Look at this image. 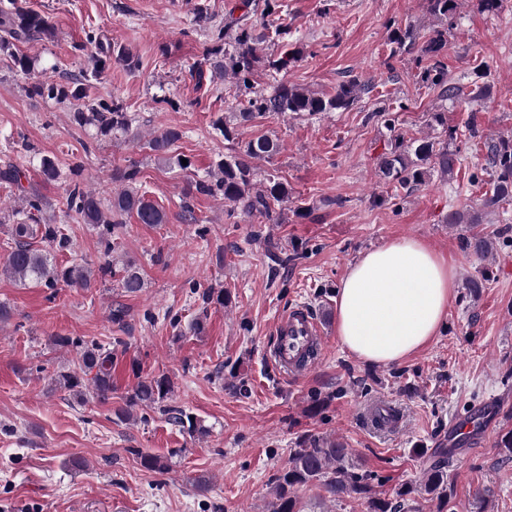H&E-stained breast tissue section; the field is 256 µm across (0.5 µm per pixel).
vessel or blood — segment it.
<instances>
[{
    "mask_svg": "<svg viewBox=\"0 0 512 512\" xmlns=\"http://www.w3.org/2000/svg\"><path fill=\"white\" fill-rule=\"evenodd\" d=\"M324 349V336L320 323L305 305L290 307L278 320L268 358L276 371L285 378H296L307 372L320 359ZM362 417L373 430L391 433L401 428L404 422L402 410L388 412L386 404L371 403L362 410ZM488 433L480 411L452 421L448 432L465 435L474 431Z\"/></svg>",
    "mask_w": 512,
    "mask_h": 512,
    "instance_id": "b4317fda",
    "label": "vessel or blood"
}]
</instances>
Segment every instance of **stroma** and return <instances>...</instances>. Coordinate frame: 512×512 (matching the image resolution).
<instances>
[{"label": "stroma", "mask_w": 512, "mask_h": 512, "mask_svg": "<svg viewBox=\"0 0 512 512\" xmlns=\"http://www.w3.org/2000/svg\"><path fill=\"white\" fill-rule=\"evenodd\" d=\"M49 17L55 35L17 44L35 57L33 76L17 72L0 50V167L22 166L21 187L0 184V259L22 194L43 199L42 221L62 227L69 249L58 265L91 269L106 260L131 261L144 279L135 294L117 279L88 289L20 285L0 275V512H269L274 479L291 449L309 436L336 439L376 491L394 498L417 485L448 423L486 403L495 423L484 445L448 454V504L416 497L417 512H512V454L499 448L512 431V206L487 214L492 253L476 260L463 246L466 227L448 215L481 198L490 178L484 139L512 136V0L499 13L463 0L457 24L430 15L425 0H29ZM204 11L219 23L249 14L256 32L288 26L287 43L263 41L254 89L279 83L333 93L358 79L367 93L349 109L317 116L267 114L241 125L226 141L218 119L243 111L232 80L198 74L212 42ZM413 27L411 50L390 43L395 28ZM447 29L439 57L422 48ZM131 47L137 70L109 64L91 80L88 98L118 101L136 121L130 135L103 139L79 126L69 106L31 96L33 77L55 81L87 66L88 31ZM299 50L287 70L269 61ZM460 88L456 99L422 82L434 62ZM482 87L474 101L469 93ZM441 121H433V113ZM475 123L479 138L465 133ZM183 131L175 152L189 170L159 162L145 137ZM269 136L280 144L271 159L254 161L253 190L269 180L287 185L278 220L264 224L231 212L221 198L196 196L195 221L183 198L194 176H205L240 143ZM431 137L460 159L453 178L432 171L425 184L402 186L378 175V159L394 138ZM47 155L61 176L49 181L32 157ZM136 162L140 189L163 207V224L129 220L120 246L105 255L96 229L69 218V168L102 199L116 187L115 168ZM397 238H419L442 252L456 274L448 318L420 352L392 366L358 361L336 335V289L349 265ZM486 277L480 292L469 279ZM226 289L228 305L203 304L204 291ZM305 304L324 330L325 349L308 372L283 379L266 361L275 323L289 306ZM125 311L122 323L111 310ZM109 344L122 339L110 399L79 400L52 388L51 377L78 367L73 348L56 337ZM167 375L170 406L194 416L195 432L159 410L138 406L118 419L135 384ZM245 393H236V385ZM401 407L400 432L382 434L360 418L373 401ZM167 458L169 469L140 466L133 449Z\"/></svg>", "instance_id": "obj_1"}]
</instances>
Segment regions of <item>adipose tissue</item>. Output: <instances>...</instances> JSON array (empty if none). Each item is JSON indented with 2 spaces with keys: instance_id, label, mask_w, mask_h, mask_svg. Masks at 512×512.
I'll list each match as a JSON object with an SVG mask.
<instances>
[{
  "instance_id": "ef3b65f1",
  "label": "adipose tissue",
  "mask_w": 512,
  "mask_h": 512,
  "mask_svg": "<svg viewBox=\"0 0 512 512\" xmlns=\"http://www.w3.org/2000/svg\"><path fill=\"white\" fill-rule=\"evenodd\" d=\"M456 286L445 256L423 240L404 238L364 252L336 296V334L360 361L391 366L437 336Z\"/></svg>"
}]
</instances>
